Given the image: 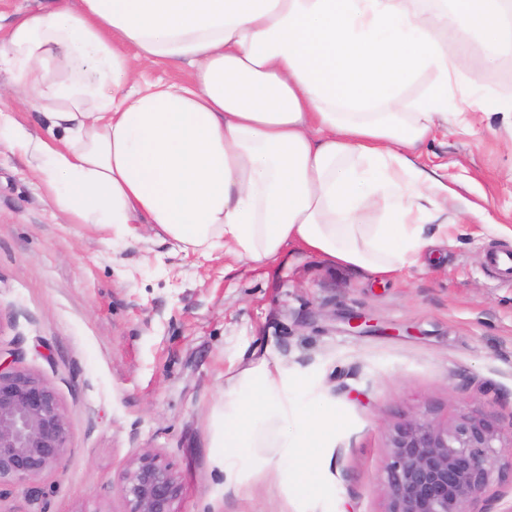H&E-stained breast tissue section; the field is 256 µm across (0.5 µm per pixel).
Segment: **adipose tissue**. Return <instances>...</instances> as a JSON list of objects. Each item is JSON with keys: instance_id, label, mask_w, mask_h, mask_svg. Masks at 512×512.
<instances>
[{"instance_id": "1", "label": "adipose tissue", "mask_w": 512, "mask_h": 512, "mask_svg": "<svg viewBox=\"0 0 512 512\" xmlns=\"http://www.w3.org/2000/svg\"><path fill=\"white\" fill-rule=\"evenodd\" d=\"M58 0L16 15L0 72L49 138L0 127L73 224L153 225L184 251L266 264L298 245L390 274L418 261L452 190L417 162L449 114L512 95L469 90L442 39L512 56V0ZM190 81L140 89L144 63ZM429 76L422 95L408 87ZM375 223H363L365 212Z\"/></svg>"}]
</instances>
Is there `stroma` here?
<instances>
[{
	"label": "stroma",
	"instance_id": "1",
	"mask_svg": "<svg viewBox=\"0 0 512 512\" xmlns=\"http://www.w3.org/2000/svg\"><path fill=\"white\" fill-rule=\"evenodd\" d=\"M467 57L465 86L512 94V68ZM419 162L455 189L449 215L475 203L493 222L427 225L422 263L383 278L299 249L258 266L181 252L146 224L132 237L68 223L1 136L0 358L50 382L69 441L60 470L0 493V512H125L121 474L147 449L182 479L178 512H386L389 426L470 410L511 422L512 281L486 255L512 249V135L468 112ZM262 362L312 376L308 399L352 422L322 453L331 503L302 509L268 464L279 424L238 481L215 463L211 414Z\"/></svg>",
	"mask_w": 512,
	"mask_h": 512
}]
</instances>
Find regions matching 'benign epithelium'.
<instances>
[{
	"mask_svg": "<svg viewBox=\"0 0 512 512\" xmlns=\"http://www.w3.org/2000/svg\"><path fill=\"white\" fill-rule=\"evenodd\" d=\"M69 438L67 411L50 383L0 366V487L33 483L56 472ZM512 422L463 413L443 426L424 415L389 429L387 512H475ZM125 512H178L180 476L159 454L133 458L121 476Z\"/></svg>",
	"mask_w": 512,
	"mask_h": 512,
	"instance_id": "obj_1",
	"label": "benign epithelium"
}]
</instances>
